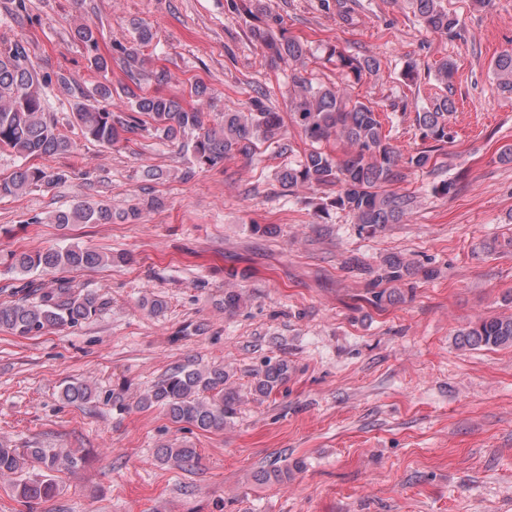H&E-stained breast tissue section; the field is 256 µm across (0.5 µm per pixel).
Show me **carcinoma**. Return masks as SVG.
Here are the masks:
<instances>
[{
  "label": "carcinoma",
  "mask_w": 512,
  "mask_h": 512,
  "mask_svg": "<svg viewBox=\"0 0 512 512\" xmlns=\"http://www.w3.org/2000/svg\"><path fill=\"white\" fill-rule=\"evenodd\" d=\"M415 17L422 26L437 34L456 32L459 20L448 12L442 0H410ZM135 35L130 45L120 48L122 70L136 86L124 92L129 96L132 113L115 112L111 107L112 88L98 83L81 93L73 108V119L84 138L110 147L126 136H135L153 127L164 139L174 142L183 136L188 140L181 148L192 156V166L182 173L189 179L195 169L214 167L235 155H248L265 144L274 147L280 156L294 153L293 145L284 132L283 118L266 103L259 90L250 98L249 106L224 109L218 121H210L203 106L210 98V88L201 81L190 85V99L177 94H165L161 88L170 81V73L154 67L145 48L154 38L152 28L134 24ZM253 38L266 49L270 61L284 62L290 68L288 98L291 117L309 142L296 162L283 163L277 179L290 193L301 188L317 189L338 186L340 190L331 206L346 212L361 229L370 233L399 224L415 203L410 194H396L383 186L399 182L405 171L423 170L433 160L431 151L422 150L402 158L391 143L374 106L354 99L348 92L352 83L377 75L380 61L373 56L352 54L334 47L330 56L342 79L323 84L314 81L307 70L311 56L307 43L284 34L274 18L262 21L251 30ZM75 37L92 51L90 67L97 73L111 69L110 58L99 53V31L91 23H75ZM493 72L504 93L512 94V53L505 51L494 59ZM154 84L153 90L142 89V82ZM36 70L19 41L0 43V149H7L21 158L35 159L74 154L77 144L62 133L46 115ZM455 111L454 101L443 95L417 113L422 139L447 143L448 114ZM339 141L346 146L344 157L338 158L325 144ZM63 170L34 165L19 166L10 177L0 180V198L19 196L32 188L50 187L65 179ZM161 202L151 198L145 203L131 204L116 210L109 204H76L57 212V224H110L115 220L134 222L144 208H158ZM12 268L24 274L33 271L78 270L126 261L122 255L112 257L93 249L70 246L48 248L31 253L12 255ZM413 275V268L402 258L392 255L384 259L369 288L367 303L377 310L402 300V287ZM98 297L92 292H80L73 281L59 277L49 288L30 280L21 289L0 302V331L13 336H38L51 327L75 326L96 315ZM463 349L512 347V315L481 318L460 329L455 338ZM288 361L279 359L267 363L253 374L250 386L256 397H267L288 382ZM233 373L222 365L199 368L183 365L164 375L139 400V406L161 408L175 424H186L202 431L221 429L238 410L242 397L232 382ZM92 388L87 384L70 383L63 388V399L73 405L91 401ZM159 456L177 466L195 462L193 448H161ZM28 460L42 475L14 483L17 496L31 506L51 498L56 484L50 474L73 464V459L61 458L45 448L18 450L0 445V475L21 470V461ZM291 469L260 470L254 474L259 483L288 481Z\"/></svg>",
  "instance_id": "carcinoma-1"
}]
</instances>
